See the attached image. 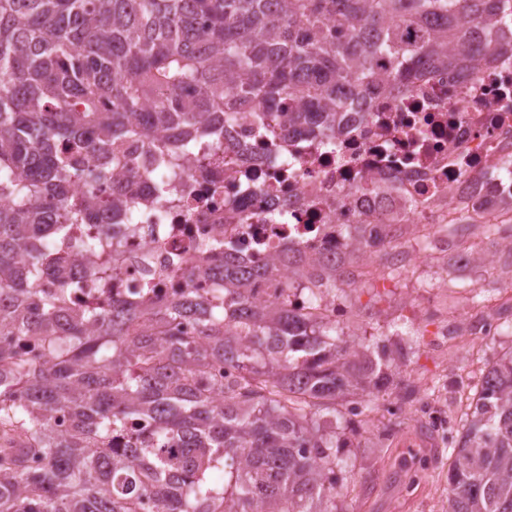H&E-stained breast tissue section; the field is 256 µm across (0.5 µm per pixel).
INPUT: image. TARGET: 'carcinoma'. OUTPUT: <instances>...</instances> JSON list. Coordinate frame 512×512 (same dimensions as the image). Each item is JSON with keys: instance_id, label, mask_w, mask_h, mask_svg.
Listing matches in <instances>:
<instances>
[{"instance_id": "obj_1", "label": "carcinoma", "mask_w": 512, "mask_h": 512, "mask_svg": "<svg viewBox=\"0 0 512 512\" xmlns=\"http://www.w3.org/2000/svg\"><path fill=\"white\" fill-rule=\"evenodd\" d=\"M500 23L512 28V0H0V512H338L336 421L320 412L394 378L395 352L319 319L316 291L354 283L352 257L395 225L382 240L346 228L336 263L284 253L282 266L312 268L307 311L288 279L254 303L249 280L275 266L241 264L224 240L221 292L109 299V225L73 243L93 254L84 279L48 262L93 204L65 185L95 152L106 183L128 141L171 166L158 134L212 136L209 115L329 142L372 86L408 92L429 68L494 58ZM214 362L231 373L218 388ZM477 387L451 444L448 512H512V352ZM57 410L73 423L64 438Z\"/></svg>"}]
</instances>
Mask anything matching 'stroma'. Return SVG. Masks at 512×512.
I'll use <instances>...</instances> for the list:
<instances>
[{"label": "stroma", "mask_w": 512, "mask_h": 512, "mask_svg": "<svg viewBox=\"0 0 512 512\" xmlns=\"http://www.w3.org/2000/svg\"><path fill=\"white\" fill-rule=\"evenodd\" d=\"M488 254L486 264L457 265L461 242ZM449 236L444 252L422 251L411 274L369 275L336 293L338 319L356 343L401 344V375L416 394L404 401L394 385L371 398L370 411L336 431L343 459V512H448V434L482 374L512 349V253L486 237ZM435 280L432 288L422 287ZM493 319L497 334L476 336L473 324Z\"/></svg>", "instance_id": "obj_1"}]
</instances>
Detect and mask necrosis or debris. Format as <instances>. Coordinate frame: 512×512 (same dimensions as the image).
<instances>
[{
    "instance_id": "1",
    "label": "necrosis or debris",
    "mask_w": 512,
    "mask_h": 512,
    "mask_svg": "<svg viewBox=\"0 0 512 512\" xmlns=\"http://www.w3.org/2000/svg\"><path fill=\"white\" fill-rule=\"evenodd\" d=\"M504 54L468 75L422 76L409 92L373 89L345 113L330 149L304 135L270 139L240 120L211 140L208 160L184 155L147 177L148 154L130 143L116 171L131 201L88 212L120 245L113 296L137 298L144 282L166 300L187 288L210 293L218 261L201 245L219 236L246 259L295 248L333 261L345 252L340 225L408 224L417 234L485 198L512 199L500 170L512 152V45Z\"/></svg>"
}]
</instances>
